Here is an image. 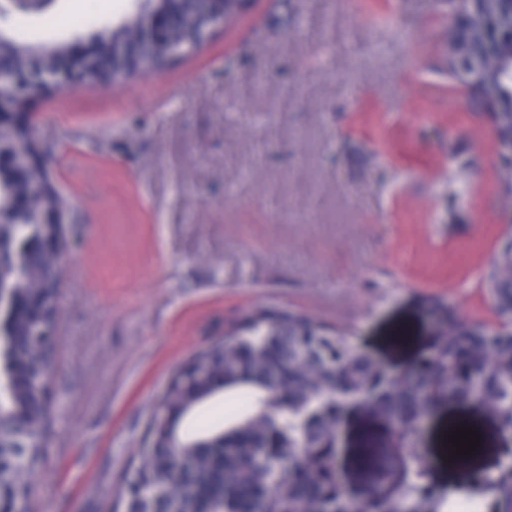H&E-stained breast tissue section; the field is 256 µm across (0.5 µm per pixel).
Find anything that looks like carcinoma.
<instances>
[{
  "mask_svg": "<svg viewBox=\"0 0 512 512\" xmlns=\"http://www.w3.org/2000/svg\"><path fill=\"white\" fill-rule=\"evenodd\" d=\"M148 12H163L176 20L174 38L179 50L197 46L210 31L214 18L201 0H150ZM136 24L130 20L104 25L89 39L95 55L83 74L87 86L113 82L166 64L171 56L158 50L136 51L112 65V53L130 44ZM70 42H31L13 34L0 38V88L17 104L28 106L55 89L43 81L55 77L56 59L65 56ZM20 134L0 139V225H5L7 247L26 266L16 281L21 299L48 297L47 277L52 261L39 248L42 237L63 225L42 223L47 212H68L65 194L49 187L45 173L32 168L23 177L12 163ZM486 295L499 323L488 327L459 317L444 302L430 303L438 317L429 355L387 377L378 362L358 352L350 339L316 316L296 309L257 307L245 312L224 340L198 351L186 363L188 370L209 367L224 376V389L234 390L239 406L236 418L221 423L224 458L172 457L163 445L172 425L155 415L148 426L146 445L138 450L131 482L149 492L165 487L180 512H198L205 505L217 512H352L340 480L336 438L340 412L350 398L363 399L373 417L394 425L403 479L386 491L373 489L363 512H445L449 492L429 479L433 461L420 447L419 430L425 417L444 403H474L495 421L500 437L512 440V231L499 238L497 253L482 274ZM3 333L12 337L17 356L33 353L19 322H7ZM13 404L30 435L27 464L13 457L0 463V485L12 507L29 504V477L42 460L48 427L42 395L46 387L33 374L16 376ZM213 392L188 393L180 381L169 384L161 405L190 413ZM466 425L477 431L484 446L482 421L461 418L448 430ZM354 465L382 473L389 466L385 449L375 446L369 428L350 449ZM464 497L491 502L495 512H512V462L492 473H475Z\"/></svg>",
  "mask_w": 512,
  "mask_h": 512,
  "instance_id": "obj_1",
  "label": "carcinoma"
}]
</instances>
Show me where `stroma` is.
I'll return each mask as SVG.
<instances>
[{"instance_id": "35a3bbf8", "label": "stroma", "mask_w": 512, "mask_h": 512, "mask_svg": "<svg viewBox=\"0 0 512 512\" xmlns=\"http://www.w3.org/2000/svg\"><path fill=\"white\" fill-rule=\"evenodd\" d=\"M136 0L0 14L68 41ZM437 0H252L193 55L39 101L37 136L76 210L65 225L47 455L35 512H112L158 397L247 308L293 307L398 371L428 350V302L494 324L481 285L502 228L490 118L440 66ZM406 328L412 345L390 343ZM444 404L421 444L436 484Z\"/></svg>"}]
</instances>
